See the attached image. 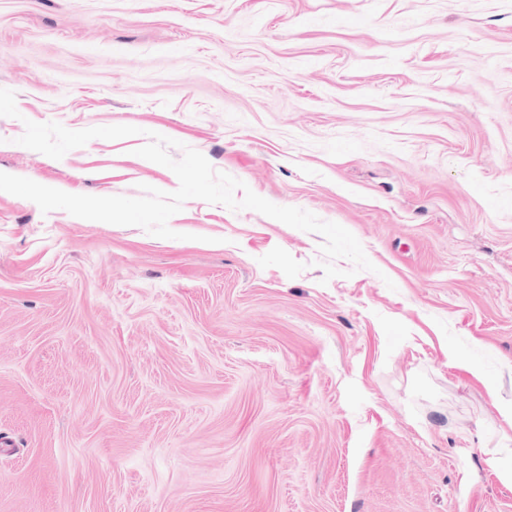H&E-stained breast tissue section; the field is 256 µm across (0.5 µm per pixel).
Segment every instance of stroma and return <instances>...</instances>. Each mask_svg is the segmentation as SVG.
Listing matches in <instances>:
<instances>
[{"mask_svg":"<svg viewBox=\"0 0 512 512\" xmlns=\"http://www.w3.org/2000/svg\"><path fill=\"white\" fill-rule=\"evenodd\" d=\"M0 88V172L170 193L156 132L375 266L0 192V512H512V0H0Z\"/></svg>","mask_w":512,"mask_h":512,"instance_id":"1","label":"stroma"}]
</instances>
